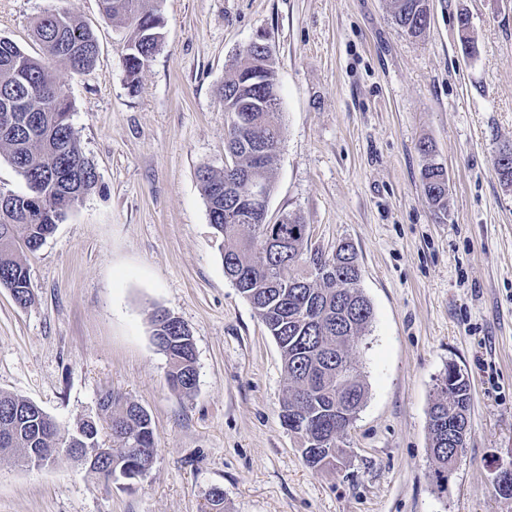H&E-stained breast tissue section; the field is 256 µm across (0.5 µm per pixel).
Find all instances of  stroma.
<instances>
[{
	"label": "stroma",
	"instance_id": "35a3bbf8",
	"mask_svg": "<svg viewBox=\"0 0 512 512\" xmlns=\"http://www.w3.org/2000/svg\"><path fill=\"white\" fill-rule=\"evenodd\" d=\"M430 3L413 40L388 0H146L163 43L133 93L127 28L99 0H71L98 57L83 74L58 65L51 76L99 185L26 254L32 303L0 288V391L65 430L96 420L102 448L112 432L98 402L112 394L147 411L156 448L131 484L65 455L41 468L0 456V512H205L216 487L224 512H512L493 470L512 461V186L495 171L512 141V0ZM60 5L0 0V37L36 51L34 19ZM260 37L283 124L267 218L299 217L328 254L351 242L373 310L351 353L367 399L335 469L307 466L281 424V352L224 275L196 178L199 166L224 168V76ZM431 158L448 173L441 212L422 188ZM159 309L192 333L191 394L167 383ZM451 364L471 381V427L441 493L427 418Z\"/></svg>",
	"mask_w": 512,
	"mask_h": 512
}]
</instances>
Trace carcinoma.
<instances>
[{"label":"carcinoma","mask_w":512,"mask_h":512,"mask_svg":"<svg viewBox=\"0 0 512 512\" xmlns=\"http://www.w3.org/2000/svg\"><path fill=\"white\" fill-rule=\"evenodd\" d=\"M39 18L33 35L40 54L33 56L9 38L0 37V156L26 182L21 194L0 193V204H18L29 213L13 223L0 221V287L10 290L20 306L33 299L29 269L18 246L39 250L70 210L65 194L83 196L98 185L95 167L78 146L69 96L50 74L64 65L75 74L91 68L98 54L90 28L74 14L70 0ZM104 17L129 29L123 64L127 86L137 91L140 76L160 49L162 15L147 10L144 0H104ZM395 24L409 37L419 38L430 27L429 0H389ZM255 49L236 59L222 85L224 111L231 114L226 151L236 156L232 174L208 166L197 177L210 224L224 240V275L238 279L236 288L250 303L277 343L287 376V396L281 407L284 427L300 439L301 453L313 469L336 466L343 453V423L357 417L367 395L361 371L350 356L348 341H357L372 319L370 302L359 288L358 255L352 245L338 243L332 254L308 248V225L296 216L278 226L249 202L248 179L261 177L273 190L277 155L257 164L247 149L252 142L282 141V120L270 121L268 112H240L244 105L280 110L279 97L268 96L266 86L251 75L260 61ZM500 180L512 186V143L501 146L495 159ZM238 180L232 199L224 197V179ZM448 174L438 163L422 171L425 195L438 210L447 207ZM236 206L242 220L228 224L224 208ZM288 233V252L266 249L274 228ZM156 346L168 362L170 386L184 394L197 384L196 355L190 329L176 316L158 310L152 319ZM104 406L117 447L99 456L86 471L106 479L134 480L144 475L156 442L149 414L131 402L105 397ZM471 382L456 365H448L435 385L428 411L431 477L436 486L448 484L453 448L450 435L458 432L457 415L470 413ZM97 424L84 421L67 436L38 405L0 391V452L27 461L30 448H49L51 454H72V449L95 451Z\"/></svg>","instance_id":"1"}]
</instances>
